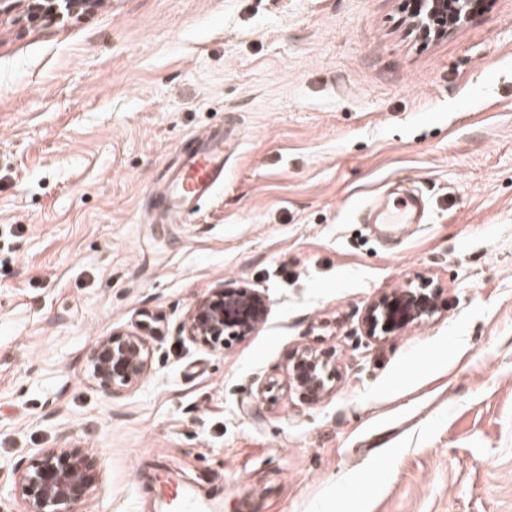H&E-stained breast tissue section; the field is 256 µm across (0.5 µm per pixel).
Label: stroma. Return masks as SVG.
<instances>
[{
	"label": "stroma",
	"mask_w": 512,
	"mask_h": 512,
	"mask_svg": "<svg viewBox=\"0 0 512 512\" xmlns=\"http://www.w3.org/2000/svg\"><path fill=\"white\" fill-rule=\"evenodd\" d=\"M407 0H109L0 19V512L46 448L100 466L81 512H512V0L445 38ZM237 128L224 186L165 224L146 188L195 134ZM408 188L421 224H361ZM264 296L223 348L182 325L211 289ZM429 285L432 317L368 336ZM142 334L110 395L88 356ZM331 356L327 391L291 357ZM435 310L434 294L425 288H406L384 295L369 305L365 328L369 336L396 332L409 323L430 317ZM150 351L144 337L133 331H112L101 337L88 356V372L98 386L115 394L150 370ZM328 360L325 356L312 352L297 354L289 372L290 383L303 393L319 398L326 391Z\"/></svg>",
	"instance_id": "35a3bbf8"
}]
</instances>
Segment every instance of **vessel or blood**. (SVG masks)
Listing matches in <instances>:
<instances>
[{"mask_svg": "<svg viewBox=\"0 0 512 512\" xmlns=\"http://www.w3.org/2000/svg\"><path fill=\"white\" fill-rule=\"evenodd\" d=\"M233 152V141L223 130L196 136L181 152L171 175L150 186L148 193L174 221L188 220L200 205L224 184V165ZM420 203L412 196L400 197L396 208L381 205L368 213L372 224L415 223Z\"/></svg>", "mask_w": 512, "mask_h": 512, "instance_id": "vessel-or-blood-1", "label": "vessel or blood"}]
</instances>
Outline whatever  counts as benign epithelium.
<instances>
[{"mask_svg": "<svg viewBox=\"0 0 512 512\" xmlns=\"http://www.w3.org/2000/svg\"><path fill=\"white\" fill-rule=\"evenodd\" d=\"M416 26L450 32L470 16L476 0H409ZM96 0H0V16L23 10L24 19L37 24L56 20L62 11L88 10ZM434 294L425 288H406L384 295L369 305L365 328L370 336L396 332L409 323L430 317ZM262 295L245 289L219 286L189 311L183 331L190 340L213 349L224 346L226 336H247L265 320ZM150 351L144 337L118 330L101 337L88 356V372L98 386L115 394L144 377L150 370ZM328 360L312 352L297 354L289 372L290 383L318 398L326 391ZM15 483L22 512H78L98 479L97 462L81 448H46L15 466Z\"/></svg>", "mask_w": 512, "mask_h": 512, "instance_id": "obj_1", "label": "benign epithelium"}]
</instances>
